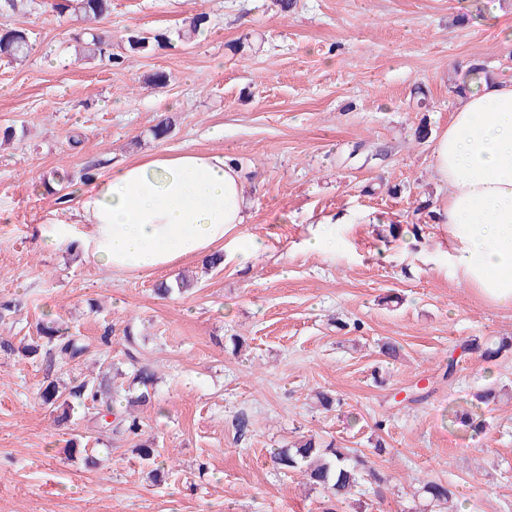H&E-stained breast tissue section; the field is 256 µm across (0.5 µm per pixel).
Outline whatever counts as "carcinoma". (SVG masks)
I'll return each mask as SVG.
<instances>
[{
	"instance_id": "obj_1",
	"label": "carcinoma",
	"mask_w": 512,
	"mask_h": 512,
	"mask_svg": "<svg viewBox=\"0 0 512 512\" xmlns=\"http://www.w3.org/2000/svg\"><path fill=\"white\" fill-rule=\"evenodd\" d=\"M60 12H71L79 16L83 22H97L108 13L110 0H61L57 4ZM91 39L78 36L76 42L81 44V51L88 58L104 57L117 68H122L124 57L112 53V42L104 39L88 28ZM158 46L167 42V37L158 34L153 38L132 33L127 36L128 50L134 53L148 49L150 41ZM31 48L28 30L22 27H5L0 31V55L10 61H18L27 57ZM124 339L127 343V358L130 375L127 387L123 390L112 388L109 374L96 379H74L68 384H60L56 380H45L39 386L37 395L40 403L53 410L62 411L66 415L77 408L87 412L96 410L112 414L113 399L124 395L131 405L145 406L151 403L156 391V369L138 358L136 349L137 337L131 329L125 330ZM466 350L482 359H493L502 353L512 350V340H501L494 345L472 339L465 345ZM88 353V346L80 338L65 334L59 324L46 321L40 324L38 336L21 348L25 357L45 356L50 359V367L64 371L70 363L81 359ZM496 398V390L488 387L475 395V401L468 406L448 410V422L475 433L485 427L483 408L489 407ZM115 432L136 437L141 431V423L132 413L115 417ZM272 462L279 469L306 473L309 483L326 490L336 502L343 503L354 494L362 481L370 479L376 484L385 482L376 469L367 465L360 456L345 448H322L317 442L308 438L300 443H293L272 452ZM423 493L435 501H446L451 492L445 485L429 481L422 487Z\"/></svg>"
}]
</instances>
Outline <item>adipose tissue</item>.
I'll return each mask as SVG.
<instances>
[{
	"mask_svg": "<svg viewBox=\"0 0 512 512\" xmlns=\"http://www.w3.org/2000/svg\"><path fill=\"white\" fill-rule=\"evenodd\" d=\"M448 196L435 209L448 267L483 302L512 310V79L472 75L432 146ZM71 218L43 228L48 248L75 245L117 272L152 275L225 250L253 268L261 240L239 234L248 199L221 152H159L112 165L67 199Z\"/></svg>",
	"mask_w": 512,
	"mask_h": 512,
	"instance_id": "adipose-tissue-1",
	"label": "adipose tissue"
}]
</instances>
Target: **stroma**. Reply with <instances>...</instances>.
Listing matches in <instances>:
<instances>
[{
  "mask_svg": "<svg viewBox=\"0 0 512 512\" xmlns=\"http://www.w3.org/2000/svg\"><path fill=\"white\" fill-rule=\"evenodd\" d=\"M53 3L0 16L32 43L24 62L0 60V131L13 132L0 147V303L11 305L0 339L20 344L54 320L89 352L52 373L45 359L0 350V512H325L324 494L270 458L309 435L388 478L360 486L340 512H512V353L461 357L443 377L463 342L512 336V310L449 275L429 209L448 194L433 179L430 137L456 107L451 81L476 57L512 76V44L497 37L512 0H294L285 12L275 0H112L94 28L113 53L131 31L169 39L118 72L75 57L84 24ZM202 12L207 26L184 39ZM158 70L166 86L150 84ZM162 119L171 133L153 139ZM227 148L250 203L239 231L265 244L255 269L228 260L207 272L188 260L181 270L197 281L163 298L156 286L178 272L115 273L43 246L40 226L68 216L60 176ZM327 221L335 250L300 251ZM128 329L160 375L151 404L133 410L140 438L80 409L61 423L42 408L46 375L67 383L102 362L127 370ZM386 342L398 360L383 355ZM490 385L499 397L486 428L450 426L449 408ZM322 390L339 399L335 410L318 404ZM140 439L152 442L159 476L134 452ZM379 439L387 451L377 455ZM430 480L451 491L448 505L422 495Z\"/></svg>",
  "mask_w": 512,
  "mask_h": 512,
  "instance_id": "1",
  "label": "stroma"
}]
</instances>
